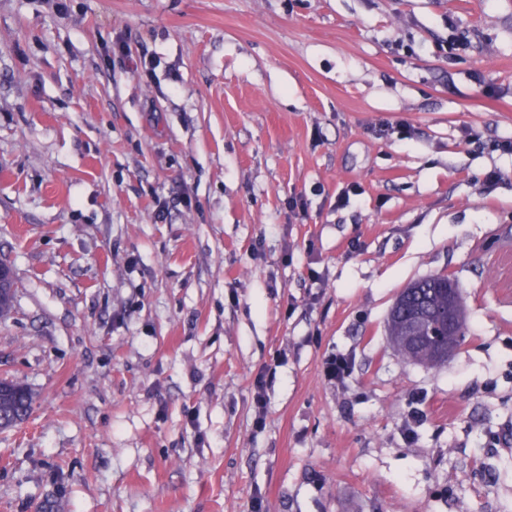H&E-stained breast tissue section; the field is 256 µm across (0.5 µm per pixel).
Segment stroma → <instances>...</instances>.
Segmentation results:
<instances>
[{
	"mask_svg": "<svg viewBox=\"0 0 512 512\" xmlns=\"http://www.w3.org/2000/svg\"><path fill=\"white\" fill-rule=\"evenodd\" d=\"M506 138L512 0H0V512H512ZM446 281L448 288L444 286ZM455 284L454 280H448V276L441 273L412 285L419 288H406L401 299L398 296L387 321V332L404 360L434 365L448 359L447 356H440V351L448 348V356L453 352L448 340L454 349L460 346L465 336V318L462 308L455 336L456 311L451 290L456 287ZM455 289L461 304L458 288ZM430 326L436 328L440 336H429L427 329ZM325 373L329 380L343 384L351 375V362L348 356L336 354L326 362ZM0 429H9L23 422L32 407L31 391L18 383L0 381ZM4 386V388H2Z\"/></svg>",
	"mask_w": 512,
	"mask_h": 512,
	"instance_id": "35a3bbf8",
	"label": "stroma"
}]
</instances>
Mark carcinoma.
Instances as JSON below:
<instances>
[{"mask_svg":"<svg viewBox=\"0 0 512 512\" xmlns=\"http://www.w3.org/2000/svg\"><path fill=\"white\" fill-rule=\"evenodd\" d=\"M448 281L437 274L416 282L395 301L387 332L399 355L408 361L434 365L445 361L440 352L448 344L458 347L465 336L464 323H459L457 335H448ZM31 391L18 383L5 380L0 389V429L23 422L32 407Z\"/></svg>","mask_w":512,"mask_h":512,"instance_id":"cac0c4a2","label":"carcinoma"}]
</instances>
